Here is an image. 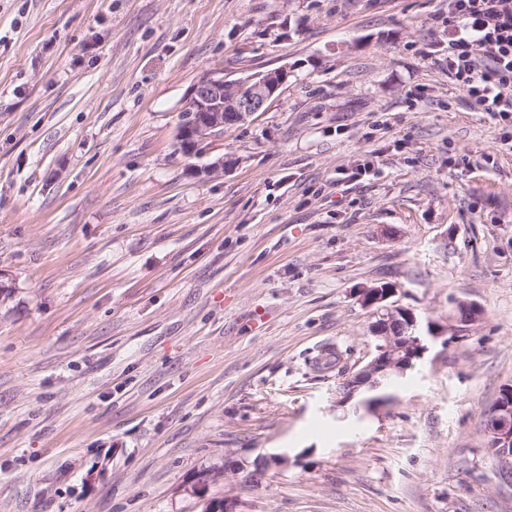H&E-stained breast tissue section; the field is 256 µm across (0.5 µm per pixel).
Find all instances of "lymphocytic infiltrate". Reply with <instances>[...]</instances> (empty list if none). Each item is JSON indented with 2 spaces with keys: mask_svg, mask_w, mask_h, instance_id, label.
<instances>
[{
  "mask_svg": "<svg viewBox=\"0 0 512 512\" xmlns=\"http://www.w3.org/2000/svg\"><path fill=\"white\" fill-rule=\"evenodd\" d=\"M448 79L477 110L512 114V0H448Z\"/></svg>",
  "mask_w": 512,
  "mask_h": 512,
  "instance_id": "1",
  "label": "lymphocytic infiltrate"
}]
</instances>
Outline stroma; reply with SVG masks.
Listing matches in <instances>:
<instances>
[{
    "instance_id": "obj_1",
    "label": "stroma",
    "mask_w": 512,
    "mask_h": 512,
    "mask_svg": "<svg viewBox=\"0 0 512 512\" xmlns=\"http://www.w3.org/2000/svg\"><path fill=\"white\" fill-rule=\"evenodd\" d=\"M448 38V0H0V512H512V117ZM278 67L177 151L205 72ZM381 284L447 331L356 415L313 359L366 360ZM288 79L276 68L243 79L226 80L222 70H210L192 86L181 110L177 148L187 156H202L224 135V128L248 121L262 112ZM489 447L502 468L512 471V386L503 389L489 411L487 423Z\"/></svg>"
}]
</instances>
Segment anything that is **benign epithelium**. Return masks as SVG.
<instances>
[{
	"mask_svg": "<svg viewBox=\"0 0 512 512\" xmlns=\"http://www.w3.org/2000/svg\"><path fill=\"white\" fill-rule=\"evenodd\" d=\"M288 79V70L276 68L243 79L226 80L221 70H210L192 86L181 110L177 148L187 156H202L224 129L248 121L263 111ZM395 289L371 287L361 293L368 311V333L375 342L370 359L344 380L369 395L355 403L354 413L389 402L390 383L402 378L413 360L421 358L444 329L424 323L408 307L390 301ZM489 447L502 468L512 471V386L503 389L489 411Z\"/></svg>",
	"mask_w": 512,
	"mask_h": 512,
	"instance_id": "1",
	"label": "benign epithelium"
}]
</instances>
